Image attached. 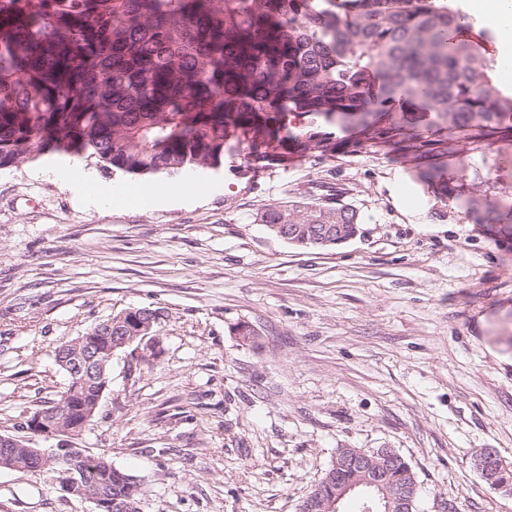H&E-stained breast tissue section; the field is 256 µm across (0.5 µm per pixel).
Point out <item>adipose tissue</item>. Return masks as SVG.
Instances as JSON below:
<instances>
[{
  "label": "adipose tissue",
  "mask_w": 512,
  "mask_h": 512,
  "mask_svg": "<svg viewBox=\"0 0 512 512\" xmlns=\"http://www.w3.org/2000/svg\"><path fill=\"white\" fill-rule=\"evenodd\" d=\"M65 184L79 204L87 208L101 209L115 204L159 206L184 201L185 196L177 184L167 181H151L128 190L126 185L101 182L97 173L89 168L68 163L51 164L43 169Z\"/></svg>",
  "instance_id": "ef3b65f1"
}]
</instances>
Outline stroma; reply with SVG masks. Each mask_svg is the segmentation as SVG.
Listing matches in <instances>:
<instances>
[{
  "label": "stroma",
  "mask_w": 512,
  "mask_h": 512,
  "mask_svg": "<svg viewBox=\"0 0 512 512\" xmlns=\"http://www.w3.org/2000/svg\"><path fill=\"white\" fill-rule=\"evenodd\" d=\"M43 162L0 167V435L64 391L58 346L147 307L156 365L118 352L90 425L57 442L135 475L143 512H297L340 448L397 450L420 512H512L474 463H512V223L441 204L388 149L257 177L228 156L221 193L164 208H85ZM468 166L485 177L471 191L512 192V141L449 150L450 176ZM332 197L360 216L339 245L300 249L256 220ZM91 509L0 469V512Z\"/></svg>",
  "instance_id": "1"
}]
</instances>
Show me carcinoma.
Wrapping results in <instances>:
<instances>
[{
	"label": "carcinoma",
	"mask_w": 512,
	"mask_h": 512,
	"mask_svg": "<svg viewBox=\"0 0 512 512\" xmlns=\"http://www.w3.org/2000/svg\"><path fill=\"white\" fill-rule=\"evenodd\" d=\"M455 2L0 0V166L58 153L175 175L218 168L231 154L257 175L386 143L412 155V175L442 202L453 197L499 224L501 211L512 214L509 194L491 204L434 162L456 143L512 141V88L482 42L460 36L467 16ZM257 219L273 235L296 228L303 248L360 230L357 211L338 201L270 206ZM99 395L94 379H71L46 409L66 428L72 404L98 406ZM83 475L114 502L141 500L125 470L96 465ZM483 478L512 479V465L495 461ZM367 479L330 465L298 512L339 496L417 512L407 460L383 492L362 486Z\"/></svg>",
	"instance_id": "cac0c4a2"
}]
</instances>
